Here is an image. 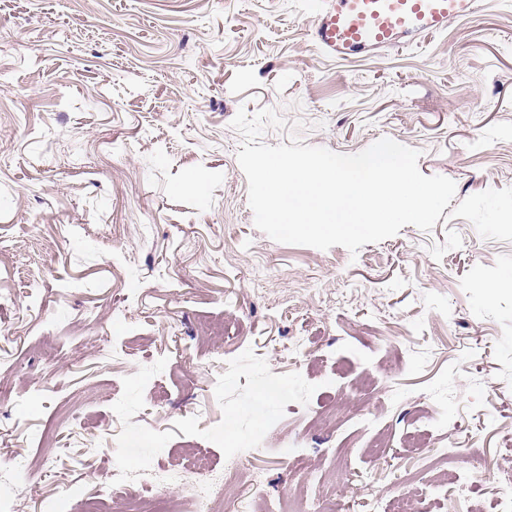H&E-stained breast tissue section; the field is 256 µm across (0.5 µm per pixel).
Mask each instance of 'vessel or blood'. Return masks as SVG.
Instances as JSON below:
<instances>
[{
    "label": "vessel or blood",
    "instance_id": "vessel-or-blood-1",
    "mask_svg": "<svg viewBox=\"0 0 512 512\" xmlns=\"http://www.w3.org/2000/svg\"><path fill=\"white\" fill-rule=\"evenodd\" d=\"M479 0H321L310 27L326 57L348 60L420 42L476 15Z\"/></svg>",
    "mask_w": 512,
    "mask_h": 512
}]
</instances>
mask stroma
<instances>
[{"label":"stroma","instance_id":"1","mask_svg":"<svg viewBox=\"0 0 512 512\" xmlns=\"http://www.w3.org/2000/svg\"><path fill=\"white\" fill-rule=\"evenodd\" d=\"M317 0H0V495L239 453L228 491L319 512H498L512 468V0L351 62ZM420 151L456 196L358 254L254 223L230 123ZM287 128L263 143H289ZM279 389L270 392V380ZM433 448H407L423 420ZM299 439L303 459L287 442ZM468 454L478 478L432 489Z\"/></svg>","mask_w":512,"mask_h":512}]
</instances>
